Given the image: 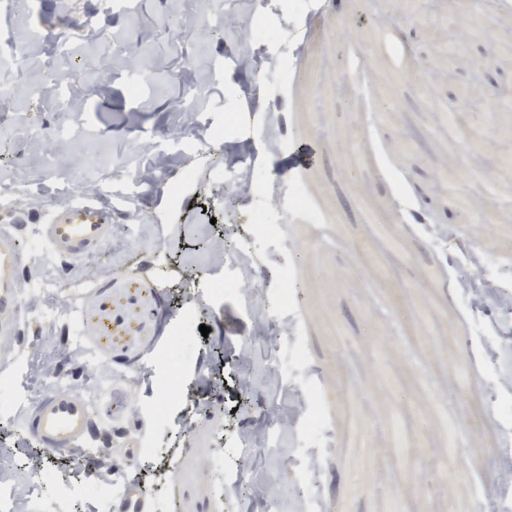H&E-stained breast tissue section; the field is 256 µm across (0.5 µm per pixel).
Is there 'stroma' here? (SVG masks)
Masks as SVG:
<instances>
[{
    "instance_id": "35a3bbf8",
    "label": "stroma",
    "mask_w": 512,
    "mask_h": 512,
    "mask_svg": "<svg viewBox=\"0 0 512 512\" xmlns=\"http://www.w3.org/2000/svg\"><path fill=\"white\" fill-rule=\"evenodd\" d=\"M369 10V0H322L304 15L294 0H257L261 23L282 34L251 45L269 64L261 76L239 66L237 31L202 29L193 0H120L108 11L101 0H16L0 20L26 32L0 47V85L13 90L0 102V184L23 187L14 230L37 244L20 276L22 334L0 348V489L46 482L23 512H114L112 500L70 491L81 453L51 454L37 474L28 466L40 449L23 427L52 388L46 366L89 404L100 471L123 467L128 483L156 494L157 512H512V415L497 411L512 401L499 381L512 375V318L449 287L456 250L428 231L452 224L480 245L473 278L512 302V208L478 207L490 182L512 198V118L491 112L512 97V12L488 20L483 0H388L416 50L401 60ZM174 16L178 42L167 30ZM299 32L306 52L288 83L280 64ZM351 49L370 62L358 85L345 78ZM50 62L78 75L67 119L39 88ZM463 91L467 112L447 122L443 104ZM480 125L486 143L469 148ZM216 128L222 141L194 146ZM233 150L254 172L251 206L282 219L278 236L226 210L211 176ZM447 162L473 209L449 207ZM87 186L112 208L109 241L77 262L51 255L37 241L41 220ZM297 189L321 224L289 213ZM220 235L260 264L265 314L277 323L267 352L246 365L247 390L235 362L258 327L230 287L236 270L209 249ZM286 269L303 297L284 307ZM204 278L228 288L211 297ZM170 357L180 387L160 422L152 405ZM274 360L325 400L321 431H279ZM219 364L223 384L196 401L198 378ZM462 368L474 376L467 393L450 382ZM451 420L461 435L453 448ZM262 432L266 456L239 454L243 437ZM147 442L155 457L139 456ZM423 443L436 456L419 455ZM224 464L240 486L269 485L270 498L222 499Z\"/></svg>"
}]
</instances>
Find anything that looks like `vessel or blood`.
Listing matches in <instances>:
<instances>
[{
    "label": "vessel or blood",
    "instance_id": "obj_1",
    "mask_svg": "<svg viewBox=\"0 0 512 512\" xmlns=\"http://www.w3.org/2000/svg\"><path fill=\"white\" fill-rule=\"evenodd\" d=\"M12 213L0 215V344L20 333L16 317L19 308L20 272L33 257L10 225ZM112 223L109 206L90 199H78L52 210L41 226V235L55 255L80 260L97 252L107 240ZM93 415L87 403L69 387L46 392L30 411L26 430L42 447L79 450L90 431Z\"/></svg>",
    "mask_w": 512,
    "mask_h": 512
}]
</instances>
